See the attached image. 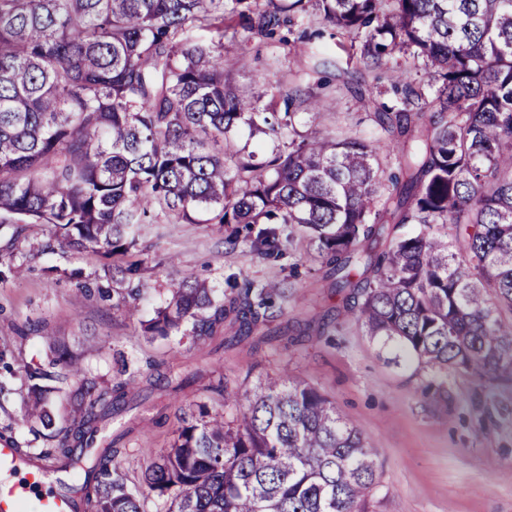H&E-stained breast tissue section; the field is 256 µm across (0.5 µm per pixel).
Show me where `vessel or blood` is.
<instances>
[{"mask_svg":"<svg viewBox=\"0 0 512 512\" xmlns=\"http://www.w3.org/2000/svg\"><path fill=\"white\" fill-rule=\"evenodd\" d=\"M0 512H75V502L55 485L40 458L20 456L1 443Z\"/></svg>","mask_w":512,"mask_h":512,"instance_id":"1","label":"vessel or blood"}]
</instances>
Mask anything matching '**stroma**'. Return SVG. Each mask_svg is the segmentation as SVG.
<instances>
[{
  "instance_id": "obj_1",
  "label": "stroma",
  "mask_w": 512,
  "mask_h": 512,
  "mask_svg": "<svg viewBox=\"0 0 512 512\" xmlns=\"http://www.w3.org/2000/svg\"><path fill=\"white\" fill-rule=\"evenodd\" d=\"M257 22V13L236 18V30L224 34V52L236 62L233 79L253 83L266 101L296 86L312 99L335 100L302 128L383 145L381 157L396 171L402 142L381 132L375 113L398 107L391 85L420 80V62L397 53L382 68L368 66L361 36L333 32L314 0L277 37L248 36ZM237 231L234 224H177L151 211L140 236L148 269L133 282L130 310L116 311L96 292L106 282L105 258L88 249L40 251L49 228L28 230L17 243L21 273L0 281V433L24 452L49 451L24 409L27 371L43 364L47 339L56 336L79 356L83 377L126 385L128 404L110 428L127 433L120 467L129 485H141L149 459L167 452L180 415L203 408L235 418L212 389L218 380L250 392L265 375L280 373L317 387L373 442L380 464L373 512H512V382L421 369L399 349L371 340L343 309L322 278L316 242L292 233L283 258L273 261L247 242L228 249L224 241ZM187 275L220 293L231 275L276 288L290 282L282 318L300 324L303 335L265 342L257 333L233 338L227 328L203 338L143 336L142 322ZM170 367L207 377L178 392L149 389L150 374Z\"/></svg>"
}]
</instances>
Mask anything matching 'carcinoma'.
I'll return each instance as SVG.
<instances>
[{
	"label": "carcinoma",
	"instance_id": "obj_1",
	"mask_svg": "<svg viewBox=\"0 0 512 512\" xmlns=\"http://www.w3.org/2000/svg\"><path fill=\"white\" fill-rule=\"evenodd\" d=\"M253 0H0V280L16 273L15 243L30 224L54 245L113 260L97 287L126 306L141 271L134 253L150 210L178 223L242 224L263 255H281V224L318 243L326 276L366 334L396 343L436 373L512 379V0H317L324 21L363 35L378 66L394 52L420 59L427 85L407 82L402 108L376 113L381 130L414 144L389 176L380 148L350 135L301 133L318 102L294 88L260 105L231 79L224 31ZM305 0L258 17L271 32ZM214 27L219 38L186 35ZM279 137L261 162L235 132ZM404 224L420 229L397 237ZM217 298L183 278L143 324L149 336H214L225 321L249 336L278 317L288 287L233 285ZM26 403L56 440L59 471L80 512H143L118 456L123 436L96 455L99 434L127 404L125 384L83 383L68 418L52 413L78 360L54 341ZM178 391L189 379L156 376ZM236 424L206 410L181 420L171 448L143 473L166 512H369L380 465L374 445L314 386L267 377L239 394L224 382Z\"/></svg>",
	"mask_w": 512,
	"mask_h": 512
}]
</instances>
